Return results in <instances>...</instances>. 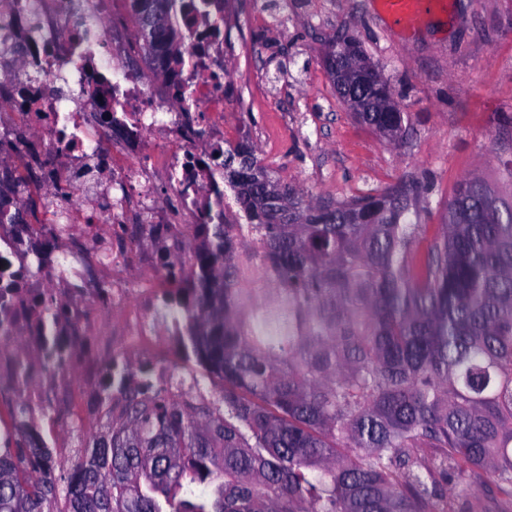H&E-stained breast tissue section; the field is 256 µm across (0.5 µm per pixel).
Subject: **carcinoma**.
<instances>
[{"label": "carcinoma", "instance_id": "obj_1", "mask_svg": "<svg viewBox=\"0 0 512 512\" xmlns=\"http://www.w3.org/2000/svg\"><path fill=\"white\" fill-rule=\"evenodd\" d=\"M151 54L178 59L182 0H130ZM334 52L369 61L342 34ZM387 78L359 88L360 122ZM243 224H198L165 268L180 343L223 380L212 405L139 382L109 431L55 474L19 418L0 441V512H447L448 479L512 502V200L461 181L426 248L425 187L312 203L241 140L217 164Z\"/></svg>", "mask_w": 512, "mask_h": 512}]
</instances>
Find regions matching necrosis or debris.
Wrapping results in <instances>:
<instances>
[{
  "label": "necrosis or debris",
  "instance_id": "necrosis-or-debris-1",
  "mask_svg": "<svg viewBox=\"0 0 512 512\" xmlns=\"http://www.w3.org/2000/svg\"><path fill=\"white\" fill-rule=\"evenodd\" d=\"M179 72L153 58L128 61L130 37L114 0H0V139L32 167L78 166L92 184L40 191L39 223L0 224V397L40 415L82 396L100 411L113 359L153 363L170 396L159 345L181 335L159 269L190 259L196 224L235 221L217 178L224 155V0H186ZM111 135L112 160L98 142ZM168 182L185 227L158 214Z\"/></svg>",
  "mask_w": 512,
  "mask_h": 512
}]
</instances>
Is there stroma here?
<instances>
[{"label":"stroma","mask_w":512,"mask_h":512,"mask_svg":"<svg viewBox=\"0 0 512 512\" xmlns=\"http://www.w3.org/2000/svg\"><path fill=\"white\" fill-rule=\"evenodd\" d=\"M237 52L225 119L245 128L280 183L316 201L372 195L401 179L424 183L421 221L443 223L456 185L477 175L512 191V0H447L435 19L404 32L375 0H226ZM389 79L406 119L396 141L360 123L338 96L325 55L341 32ZM56 459L80 441L74 408L47 413Z\"/></svg>","instance_id":"1"}]
</instances>
